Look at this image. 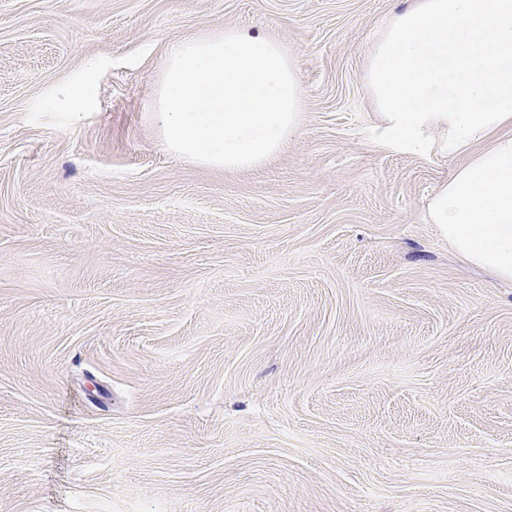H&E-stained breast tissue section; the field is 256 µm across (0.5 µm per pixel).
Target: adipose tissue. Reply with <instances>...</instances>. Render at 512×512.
I'll return each instance as SVG.
<instances>
[{
    "instance_id": "1",
    "label": "adipose tissue",
    "mask_w": 512,
    "mask_h": 512,
    "mask_svg": "<svg viewBox=\"0 0 512 512\" xmlns=\"http://www.w3.org/2000/svg\"><path fill=\"white\" fill-rule=\"evenodd\" d=\"M96 71L56 85L48 110L96 111ZM366 87L385 145L468 154L428 221L462 259L512 281V0H414L382 26Z\"/></svg>"
}]
</instances>
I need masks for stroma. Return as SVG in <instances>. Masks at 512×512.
I'll return each instance as SVG.
<instances>
[{
    "mask_svg": "<svg viewBox=\"0 0 512 512\" xmlns=\"http://www.w3.org/2000/svg\"><path fill=\"white\" fill-rule=\"evenodd\" d=\"M409 2L0 0V512H512V281L427 220L467 157L376 139ZM227 27L304 90L243 171L150 118ZM92 61L97 111H48Z\"/></svg>",
    "mask_w": 512,
    "mask_h": 512,
    "instance_id": "1",
    "label": "stroma"
}]
</instances>
